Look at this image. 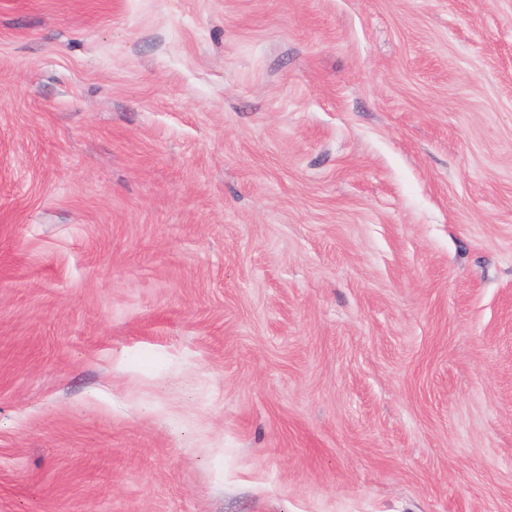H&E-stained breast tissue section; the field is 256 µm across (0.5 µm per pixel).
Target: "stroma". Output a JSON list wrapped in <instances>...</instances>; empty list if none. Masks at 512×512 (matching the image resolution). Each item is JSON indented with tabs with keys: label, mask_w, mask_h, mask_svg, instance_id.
<instances>
[{
	"label": "stroma",
	"mask_w": 512,
	"mask_h": 512,
	"mask_svg": "<svg viewBox=\"0 0 512 512\" xmlns=\"http://www.w3.org/2000/svg\"><path fill=\"white\" fill-rule=\"evenodd\" d=\"M0 512H512V0H0Z\"/></svg>",
	"instance_id": "obj_1"
}]
</instances>
